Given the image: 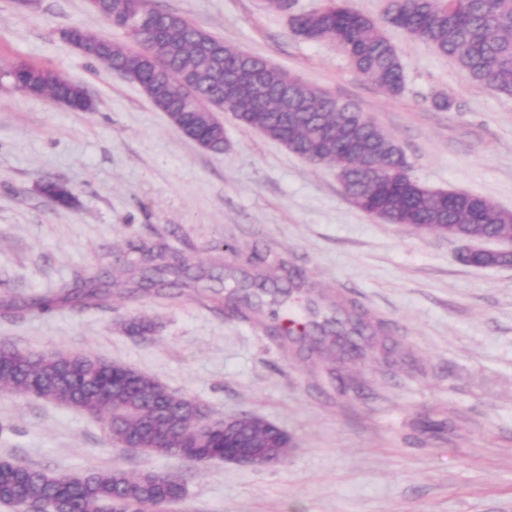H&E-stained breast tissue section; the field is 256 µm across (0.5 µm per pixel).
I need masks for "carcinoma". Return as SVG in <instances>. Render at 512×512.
Instances as JSON below:
<instances>
[{"label": "carcinoma", "mask_w": 512, "mask_h": 512, "mask_svg": "<svg viewBox=\"0 0 512 512\" xmlns=\"http://www.w3.org/2000/svg\"><path fill=\"white\" fill-rule=\"evenodd\" d=\"M269 8L290 13L293 33L308 40L331 39L352 66L386 92L403 88V67L386 37L393 26L414 39L428 42L450 58L475 82L512 95V0H387L382 21L354 10L348 0H328L312 13H292L295 0H267ZM123 32L125 40L94 38L74 29L72 36L100 47L93 55L104 68L118 74L141 58L154 65L137 75L139 85L164 87L166 111L173 125L214 153L224 151V136L207 113L222 110L239 124L260 132L293 153L316 164L333 163L346 195L367 200L388 224L443 233L456 225L459 233L477 232L489 239L512 229V213L479 198L475 202L416 185L401 148L367 123L354 105L313 89L254 54L233 48L181 16L158 11L149 0H98L90 5ZM12 87L41 92L70 102V109L88 110L86 88L47 68L12 65L0 73ZM261 276L255 292L228 299L237 314L262 306L261 296L280 304L278 287L268 288ZM310 319L292 340L306 343L318 354L339 358L361 354L364 345L384 334L367 314L346 308L323 307L308 301ZM101 359L80 354L63 362L46 354L0 344V391L52 398L91 416H106L109 439L135 441L150 427L166 430L162 447L152 457H179L208 462L224 455V443L239 448H268L286 452L281 439L250 414L238 416L229 435L217 432L208 448L189 447L194 416L200 403L170 394L153 378L116 363L101 367ZM160 473L144 469L131 476L123 471L90 468L74 475H52L40 468L0 461V499L48 502L54 512H148L181 497L184 483L161 489Z\"/></svg>", "instance_id": "cac0c4a2"}]
</instances>
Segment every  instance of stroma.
Here are the masks:
<instances>
[{"mask_svg": "<svg viewBox=\"0 0 512 512\" xmlns=\"http://www.w3.org/2000/svg\"><path fill=\"white\" fill-rule=\"evenodd\" d=\"M151 5L351 102L426 188L512 211V95L475 84L432 45L386 27L404 69L392 96L334 41L295 35L265 0ZM74 28L123 37L86 0H0V68L51 66L92 100L76 112L0 80V342L127 365L213 415H256L291 447L265 469L150 457L108 442L105 418L0 393V460L56 475L172 472L185 485L173 512H512V268L470 266L463 241L367 214L344 195L335 165L231 115L223 152L201 147L137 84L71 46ZM48 182L73 203L47 195ZM143 246L183 260V287H138ZM255 254L273 274L301 268L306 299L236 316L227 296ZM93 277L111 306L66 300ZM310 298L355 303L386 324L391 354L314 363L267 333L275 318L306 315ZM35 299L45 311L28 310ZM134 318L153 334L129 335ZM338 375L364 393L337 389Z\"/></svg>", "mask_w": 512, "mask_h": 512, "instance_id": "stroma-1", "label": "stroma"}]
</instances>
